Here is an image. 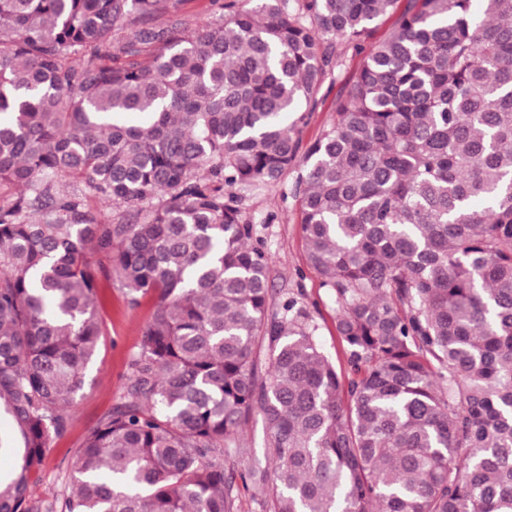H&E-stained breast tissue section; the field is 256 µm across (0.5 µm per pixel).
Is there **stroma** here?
Here are the masks:
<instances>
[{
    "label": "stroma",
    "instance_id": "obj_1",
    "mask_svg": "<svg viewBox=\"0 0 512 512\" xmlns=\"http://www.w3.org/2000/svg\"><path fill=\"white\" fill-rule=\"evenodd\" d=\"M359 59L348 56L334 84L324 85L323 99L311 113L304 129L305 142H313L334 117L336 98L356 71ZM290 183L242 191V209L254 224L273 258L272 293L275 304L296 298L313 315L316 334L325 352L338 369H346L336 333V304L319 275L306 259L302 238V214L290 193ZM152 313L150 300L131 305L120 283L103 292L99 317L104 336L98 355L88 370L84 389L75 398L70 425L64 438L52 443L44 464L31 482L33 497L65 494L75 451L97 426L99 419L121 400L128 381V362L138 351L141 332Z\"/></svg>",
    "mask_w": 512,
    "mask_h": 512
}]
</instances>
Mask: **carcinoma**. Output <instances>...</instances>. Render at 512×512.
Here are the masks:
<instances>
[{
    "mask_svg": "<svg viewBox=\"0 0 512 512\" xmlns=\"http://www.w3.org/2000/svg\"><path fill=\"white\" fill-rule=\"evenodd\" d=\"M182 2L0 0V512H235L238 478L266 512H512V0ZM290 174L347 373L234 192ZM114 277L153 301L128 383L35 500ZM215 8L211 0H186L181 5L182 13L190 25L211 18ZM359 65V57L349 55L339 69L338 77L333 85L326 82L321 95L323 96L316 112H312L307 126L304 128L303 139L305 143H311L317 139L322 131L329 126L334 117L336 97L342 91L345 83L356 71ZM244 438L251 448V459L253 464L259 467L267 465L264 456V428L263 423L259 417H254L244 430Z\"/></svg>",
    "mask_w": 512,
    "mask_h": 512,
    "instance_id": "carcinoma-1",
    "label": "carcinoma"
}]
</instances>
